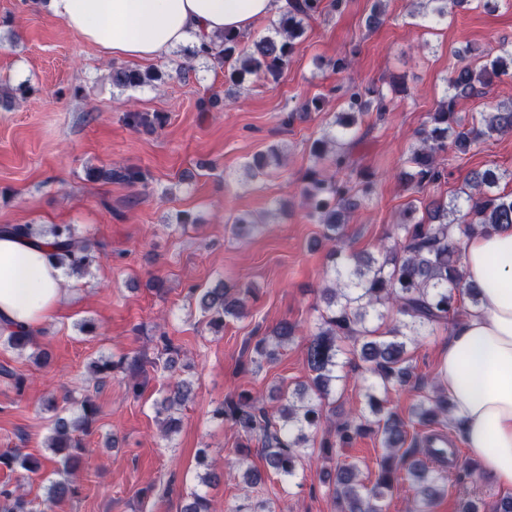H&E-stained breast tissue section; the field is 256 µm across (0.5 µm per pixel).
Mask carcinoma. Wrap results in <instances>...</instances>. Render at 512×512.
Segmentation results:
<instances>
[{"mask_svg":"<svg viewBox=\"0 0 512 512\" xmlns=\"http://www.w3.org/2000/svg\"><path fill=\"white\" fill-rule=\"evenodd\" d=\"M472 0H412L420 14L431 23H444L461 8L467 9ZM325 10L323 0H297L288 11L271 20L272 33L242 46V36L226 31L192 48L186 61L175 68L178 77L194 69L201 60L224 69L225 81L242 87L249 77L276 81L287 68L297 45L304 37L308 22ZM512 74V44L501 46L496 56L480 68L464 66L446 80L445 93L436 110L414 133V142L399 174L403 184L421 190L443 178L441 153L452 145L459 152L467 151L480 139H491L512 133V101L501 102L471 119L461 115L459 102L484 94L494 80ZM157 71L141 72L128 67H112V86L119 89L138 88L162 79ZM35 87L22 83L0 90V102L9 103L15 96L32 95ZM348 111L336 115L322 136L310 146L314 166L309 169L302 197L309 216L322 227V240L331 245L333 263L327 271L319 304L316 306L317 327L306 345L305 362L310 372L309 383L300 384L286 394L274 388L264 395L241 391L229 395L213 411L215 417L230 424L241 442L236 451L245 466L240 474L241 490L250 500L247 506L236 505L229 512H275L268 499L255 495L262 482L261 474L247 465L251 446H256L266 464L284 483L297 478L310 449V435L327 423L334 427V438L320 442L318 455L328 463L322 470L323 483L332 488L338 512H386L387 497L399 480L404 478L414 492L411 512H432L437 498L448 490L447 470L431 468L426 459L439 463L447 460L448 449L430 448L426 429L450 420L451 404L447 392L436 386L419 396L407 418L388 411L377 392L404 386L414 372L407 359L408 346L440 328L453 323L462 308V301L478 305L476 293L464 283L459 269V248L455 236H470L499 226H512V192L500 190L504 174L486 170L473 174L466 181L468 190L451 199L442 196L418 207L409 204L400 222L393 226L389 237L393 244H379L376 250L343 256L345 226L359 203L371 197L372 186L367 180L353 181L339 177V172L351 166L350 150L355 144L359 121L376 107V120L387 112L385 95L377 87L354 90L347 98ZM126 121L134 129L152 130L161 124L140 112H129ZM287 158L285 147L271 145L255 154L245 165L246 176L255 179L271 167H280ZM97 178L119 181L135 186L146 180L136 169L104 168L94 173ZM265 227L264 221L249 213L235 221L237 232H249ZM51 235L49 258L68 272L84 276L96 261L92 247L106 251V245H91L78 238L69 225H55ZM252 288H229L222 284L209 288L200 296V307L211 329L224 327L228 318L248 316V301ZM298 326L287 320L270 331L255 337L250 364L255 372L263 363L277 359L279 350L292 342ZM158 355L153 367L169 375L162 399L156 403L157 420L162 437L167 438L176 428L173 413L192 398L191 381L176 377L180 351L162 331L157 337ZM0 344L19 353L35 345L27 331H0ZM352 353L366 364L365 397L374 419L359 415L337 423L325 414L326 401L336 393V387L346 380L342 374V356ZM123 369L126 376L125 395L137 397L146 372L140 358L117 361L101 357L90 364L88 381L83 386L65 391L62 402L47 404L54 413L52 434L45 447L49 455L40 460L11 448L0 453V467L19 465L36 473L47 467L60 479L50 482L41 501L43 512H53L56 505L80 494V488L70 475L81 465L85 449L79 435L90 433L96 415L91 390L103 387L110 373ZM277 402L276 408L270 403ZM372 434L379 439L382 453L378 476L367 484L360 478L357 464L342 461L331 465L336 448L350 445L359 436ZM0 512H33L31 502L18 489L0 488ZM181 512H213L211 501L203 494L192 492L185 498ZM460 512H512V495H504L490 510L483 503L464 498Z\"/></svg>","mask_w":512,"mask_h":512,"instance_id":"cac0c4a2","label":"carcinoma"}]
</instances>
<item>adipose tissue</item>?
<instances>
[{
  "label": "adipose tissue",
  "instance_id": "1",
  "mask_svg": "<svg viewBox=\"0 0 512 512\" xmlns=\"http://www.w3.org/2000/svg\"><path fill=\"white\" fill-rule=\"evenodd\" d=\"M288 0H49L48 9L101 55L148 61L222 31L244 33ZM46 240L0 232V329L33 331L61 304L63 271ZM461 271L479 293L448 341L440 385L472 459L512 488V227L467 238Z\"/></svg>",
  "mask_w": 512,
  "mask_h": 512
}]
</instances>
